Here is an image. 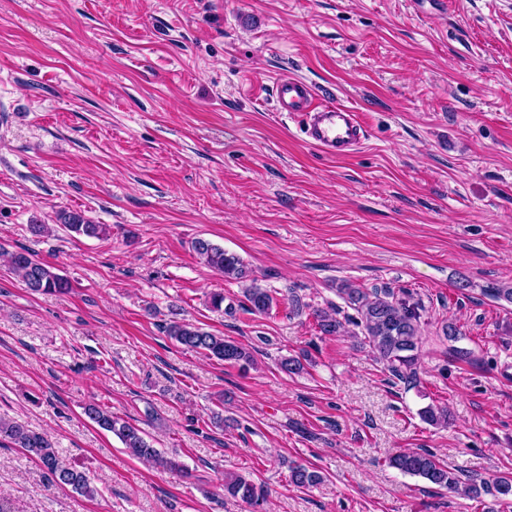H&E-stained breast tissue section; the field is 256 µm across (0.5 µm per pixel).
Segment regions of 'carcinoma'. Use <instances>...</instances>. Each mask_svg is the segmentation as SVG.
Listing matches in <instances>:
<instances>
[{"label":"carcinoma","instance_id":"carcinoma-1","mask_svg":"<svg viewBox=\"0 0 512 512\" xmlns=\"http://www.w3.org/2000/svg\"><path fill=\"white\" fill-rule=\"evenodd\" d=\"M63 228L77 235L100 237L106 234L102 224H92L83 215L62 211L59 214ZM195 254L208 267L234 280L249 277L246 265L239 257L224 251V248L204 238L192 243ZM7 270L16 276L25 287L38 294H64L71 288L68 279L55 273L52 267L42 262L26 250L4 252ZM339 296L355 310L359 316L365 341L374 357L383 364L390 375L398 380L416 376L418 359V339L421 329V316L416 303L395 296L390 289L368 290L352 283H343L337 288ZM247 310L253 314L266 315L273 308L274 298L270 292L253 283L245 289ZM339 309L317 310L314 312L320 332L325 335L338 333L342 323L336 318ZM167 335L188 350L202 353L229 363L252 360L251 352L244 345L226 340L199 326L173 321L165 327ZM85 414L100 428L119 435L128 453L145 464L169 470H179L175 461L160 456L141 435V431L127 423H118L112 413L96 405L85 408ZM422 419L432 425L448 423L447 409L429 405L421 409ZM0 438L32 455L47 471L54 484L71 489L73 492L92 497L97 490L85 472L73 466L62 464L52 449V444L44 434L34 432L25 425L0 419ZM391 467L404 474L421 477L441 488L457 492L469 499L481 501L482 496L490 495L496 501L512 498V476H502L493 486L470 479L466 482L448 467L427 452L405 451L390 458ZM290 479L298 487L308 488L321 481V475L303 466L290 470ZM224 493L228 496L251 503L262 495L261 488L241 474L224 475Z\"/></svg>","mask_w":512,"mask_h":512}]
</instances>
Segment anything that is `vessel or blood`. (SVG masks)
Masks as SVG:
<instances>
[{
    "label": "vessel or blood",
    "instance_id": "1",
    "mask_svg": "<svg viewBox=\"0 0 512 512\" xmlns=\"http://www.w3.org/2000/svg\"><path fill=\"white\" fill-rule=\"evenodd\" d=\"M274 96L278 111L299 118L305 140L329 157L349 158L366 138V127L358 112L339 103L322 102L298 78H280L274 86Z\"/></svg>",
    "mask_w": 512,
    "mask_h": 512
}]
</instances>
